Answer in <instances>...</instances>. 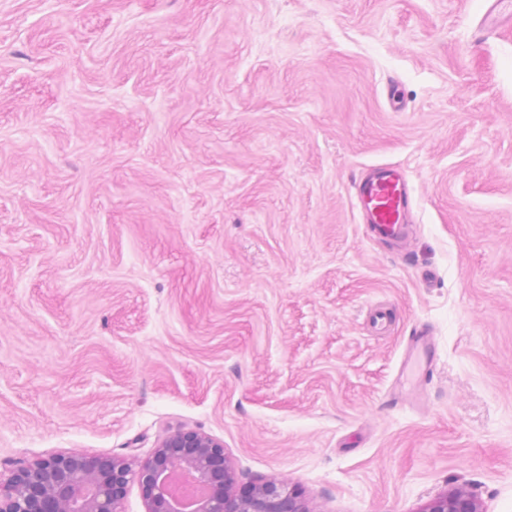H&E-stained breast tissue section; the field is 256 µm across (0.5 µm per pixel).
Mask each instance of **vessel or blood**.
Here are the masks:
<instances>
[{
	"label": "vessel or blood",
	"mask_w": 512,
	"mask_h": 512,
	"mask_svg": "<svg viewBox=\"0 0 512 512\" xmlns=\"http://www.w3.org/2000/svg\"><path fill=\"white\" fill-rule=\"evenodd\" d=\"M364 224L378 239L409 248L408 216L414 195L402 170L389 163L371 166L354 182Z\"/></svg>",
	"instance_id": "obj_1"
}]
</instances>
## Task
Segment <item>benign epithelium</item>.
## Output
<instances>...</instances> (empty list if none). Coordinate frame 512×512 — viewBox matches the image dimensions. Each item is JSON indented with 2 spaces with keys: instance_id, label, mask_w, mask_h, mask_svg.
<instances>
[{
  "instance_id": "obj_1",
  "label": "benign epithelium",
  "mask_w": 512,
  "mask_h": 512,
  "mask_svg": "<svg viewBox=\"0 0 512 512\" xmlns=\"http://www.w3.org/2000/svg\"><path fill=\"white\" fill-rule=\"evenodd\" d=\"M177 476L205 490L188 511L168 489ZM133 486L144 512H315L285 480L240 482L224 441L196 427L164 431L145 460L70 450L0 458V512H126ZM423 512L484 509L471 484L462 482L430 500Z\"/></svg>"
}]
</instances>
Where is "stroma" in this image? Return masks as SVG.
<instances>
[{"mask_svg": "<svg viewBox=\"0 0 512 512\" xmlns=\"http://www.w3.org/2000/svg\"><path fill=\"white\" fill-rule=\"evenodd\" d=\"M492 3L0 0V458L144 459L183 424L317 512H421L458 480L512 512ZM380 162L414 190L408 260L360 221ZM434 337L432 333L426 328H418L414 331L413 336H411V343L415 346V348L419 349L423 355V373L425 376L428 374L432 367L433 362V347H434Z\"/></svg>", "mask_w": 512, "mask_h": 512, "instance_id": "stroma-1", "label": "stroma"}]
</instances>
